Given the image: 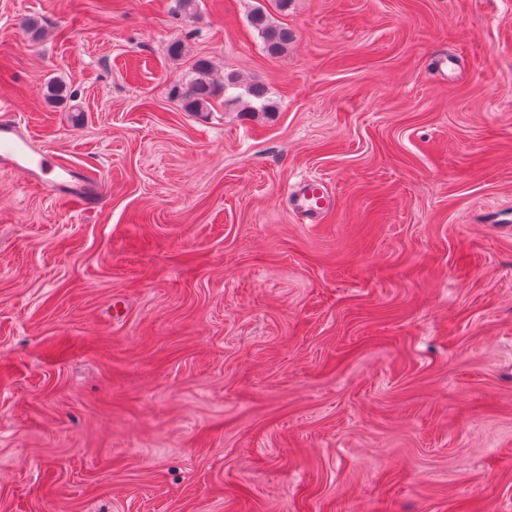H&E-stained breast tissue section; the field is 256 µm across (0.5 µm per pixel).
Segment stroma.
<instances>
[{
    "label": "stroma",
    "instance_id": "obj_1",
    "mask_svg": "<svg viewBox=\"0 0 512 512\" xmlns=\"http://www.w3.org/2000/svg\"><path fill=\"white\" fill-rule=\"evenodd\" d=\"M0 94L102 190L0 172V512H512V0H0ZM249 23L262 39L265 51L270 56H276L288 49L292 32L273 20L263 8L257 7L249 16ZM214 64L211 59L200 57L195 59L190 68V76L185 87L174 85L173 94L180 96L189 112H209L211 101L218 91V86L224 91V102L233 101L241 106L243 112H273L274 104L268 97L263 84L243 83L235 72H224V81L219 85L213 79ZM231 90H242L228 96ZM289 199L294 208L300 211L311 223L320 220L333 202V195L321 179H309L299 183L290 193Z\"/></svg>",
    "mask_w": 512,
    "mask_h": 512
}]
</instances>
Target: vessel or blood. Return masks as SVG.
Segmentation results:
<instances>
[{
  "label": "vessel or blood",
  "mask_w": 512,
  "mask_h": 512,
  "mask_svg": "<svg viewBox=\"0 0 512 512\" xmlns=\"http://www.w3.org/2000/svg\"><path fill=\"white\" fill-rule=\"evenodd\" d=\"M51 152L39 147L20 127L13 113L0 114V169L16 172L26 177L38 188L48 189L63 203L75 204L81 209L92 210L101 202V192L96 182L76 177L66 167H52ZM55 168L54 178H47L48 168ZM294 208L310 222H318L333 202V197L323 180L309 179L299 183L290 193Z\"/></svg>",
  "instance_id": "1"
}]
</instances>
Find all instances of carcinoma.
Segmentation results:
<instances>
[{"mask_svg":"<svg viewBox=\"0 0 512 512\" xmlns=\"http://www.w3.org/2000/svg\"><path fill=\"white\" fill-rule=\"evenodd\" d=\"M249 23L262 39L268 55L276 56L288 49L292 32L275 22L264 8H256L249 16ZM213 70L212 60L197 58L191 64L188 82L183 86L175 85L171 89L172 93L183 99L188 111H209L211 101L220 89L224 91V102L238 104L243 112L274 111V104L264 85L258 82L245 83L232 71L224 73V81L217 83L213 79Z\"/></svg>","mask_w":512,"mask_h":512,"instance_id":"cac0c4a2","label":"carcinoma"}]
</instances>
